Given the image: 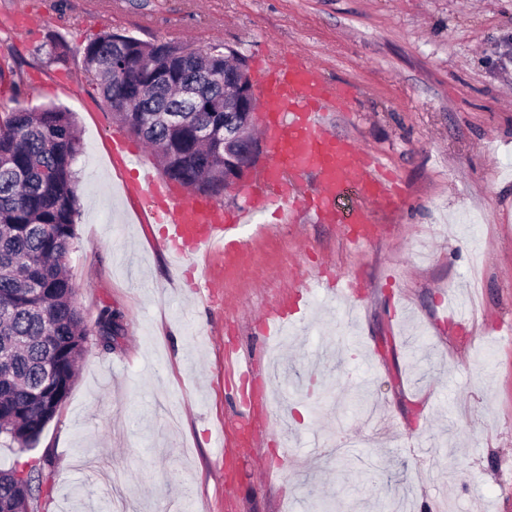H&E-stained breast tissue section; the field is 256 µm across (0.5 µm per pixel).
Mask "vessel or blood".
<instances>
[{"mask_svg":"<svg viewBox=\"0 0 512 512\" xmlns=\"http://www.w3.org/2000/svg\"><path fill=\"white\" fill-rule=\"evenodd\" d=\"M259 100L273 158L250 190L251 211L274 206L289 220L302 207L320 223L345 225L352 242L374 238L378 222L397 210L402 192L381 156L329 132V116L345 109L343 92L316 66L289 53L261 68ZM141 185L156 207L138 211L140 223L165 225L177 254L242 251L236 229L243 216L225 213L220 203L173 198L169 184L148 173Z\"/></svg>","mask_w":512,"mask_h":512,"instance_id":"b4317fda","label":"vessel or blood"}]
</instances>
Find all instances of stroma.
Masks as SVG:
<instances>
[{
	"label": "stroma",
	"mask_w": 512,
	"mask_h": 512,
	"mask_svg": "<svg viewBox=\"0 0 512 512\" xmlns=\"http://www.w3.org/2000/svg\"><path fill=\"white\" fill-rule=\"evenodd\" d=\"M103 32L221 42L254 76L281 51L317 63L353 87L331 127L384 155L399 218L355 247L311 212L258 213L194 287L123 194L162 171L133 137L134 166L112 155L80 55ZM51 105L82 146L75 300L123 331L88 342L41 435L53 488L33 512H512V336L484 337L512 322V0H0V113ZM316 277L288 311L299 332L271 346L261 309Z\"/></svg>",
	"instance_id": "35a3bbf8"
}]
</instances>
